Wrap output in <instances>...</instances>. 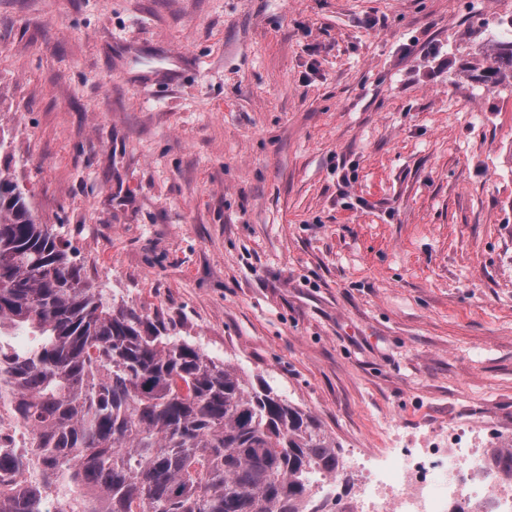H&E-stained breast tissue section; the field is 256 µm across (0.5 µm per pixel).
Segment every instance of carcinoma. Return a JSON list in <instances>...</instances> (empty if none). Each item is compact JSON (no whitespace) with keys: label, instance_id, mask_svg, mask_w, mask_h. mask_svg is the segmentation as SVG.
I'll return each instance as SVG.
<instances>
[{"label":"carcinoma","instance_id":"carcinoma-1","mask_svg":"<svg viewBox=\"0 0 512 512\" xmlns=\"http://www.w3.org/2000/svg\"><path fill=\"white\" fill-rule=\"evenodd\" d=\"M484 80L512 82V19ZM0 403L82 512H302L339 453L317 421L148 318L104 305L26 193L0 175ZM0 512L46 485L0 447Z\"/></svg>","mask_w":512,"mask_h":512}]
</instances>
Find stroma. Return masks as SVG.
<instances>
[{"label": "stroma", "instance_id": "1", "mask_svg": "<svg viewBox=\"0 0 512 512\" xmlns=\"http://www.w3.org/2000/svg\"><path fill=\"white\" fill-rule=\"evenodd\" d=\"M500 17L512 0H0V174L104 302L341 455L512 431Z\"/></svg>", "mask_w": 512, "mask_h": 512}]
</instances>
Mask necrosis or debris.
<instances>
[{
	"label": "necrosis or debris",
	"mask_w": 512,
	"mask_h": 512,
	"mask_svg": "<svg viewBox=\"0 0 512 512\" xmlns=\"http://www.w3.org/2000/svg\"><path fill=\"white\" fill-rule=\"evenodd\" d=\"M350 496L341 512H505L512 506V474L497 471L487 449L474 447L451 424L421 438L377 466L347 459Z\"/></svg>",
	"instance_id": "necrosis-or-debris-1"
}]
</instances>
